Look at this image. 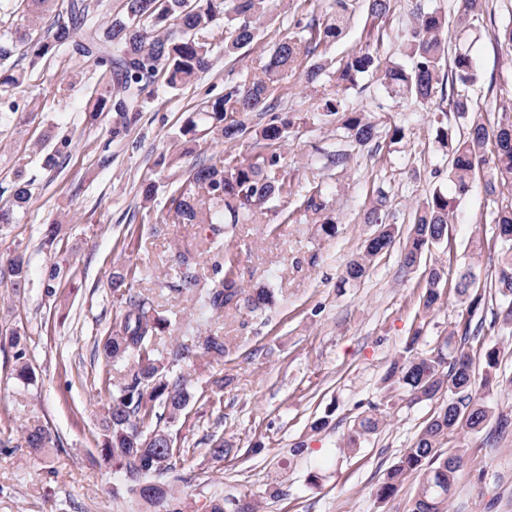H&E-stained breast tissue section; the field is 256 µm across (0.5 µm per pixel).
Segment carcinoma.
<instances>
[{"label": "carcinoma", "mask_w": 512, "mask_h": 512, "mask_svg": "<svg viewBox=\"0 0 512 512\" xmlns=\"http://www.w3.org/2000/svg\"><path fill=\"white\" fill-rule=\"evenodd\" d=\"M275 4L276 0H122L114 14L104 11V0H12L11 5L0 7V122L24 111L29 74L71 48L91 58L107 76L95 91L88 122L94 124L110 112V139H122L154 99L158 85L173 92L191 87L211 70L217 53L239 57L242 50L257 45L260 28ZM350 6L351 0H333V14L326 22L296 20L294 27L301 29V35H286L276 42L259 60V73L225 86L224 92L202 100L183 119L174 136L182 151L169 155L170 164L192 152V145L206 135L235 142L248 130V121L269 116L254 131L250 152L198 159L172 191L171 223L199 224L204 232L195 250L179 252L173 290L196 299L199 319L206 323L225 311L248 315L274 304L271 289L244 284L238 256L233 253H225L224 262L215 263L224 274L204 291L199 288L197 267L207 261L224 225L252 222L264 214L269 201L299 195L281 153L297 117L280 108L273 97L293 69L304 66L308 85L333 83L335 90L314 103L312 119L336 126L340 137L360 147L375 143L379 133L369 113L351 109L344 98L358 79H376L390 97L411 107L426 106L437 98L448 100L465 131L455 133L448 123L450 111L444 110L435 113L434 131L448 154V181L454 196L436 188L415 202L400 253L401 266L414 269L448 237L457 203L476 188L496 204L497 264L490 281L481 278V271L470 263L452 284L445 266L435 264L418 285L423 315L441 310L447 289L454 292L462 312L442 344L428 352L418 350L422 328H416L381 379L384 405L403 396L412 403H436L438 407L375 488L377 499L386 501L413 475L417 486L410 512H448L456 475L466 457L460 441L483 431L492 419L501 434L512 428V416L495 412L485 401L490 391L512 393V375L501 369L500 349L486 347L477 362L465 349L469 338L479 335L473 317L485 310L502 333L512 334V103L502 108L496 130L490 133L469 95L482 79L469 35L481 27L485 16L492 15L488 0H458L459 34L452 50L447 39L448 17L419 2L403 40L409 64L383 62L367 43L332 71L319 48L346 35ZM392 7L393 0H368V15L382 19ZM46 12L51 21L42 26L39 21ZM492 38L497 50L512 54V25L495 28ZM32 186L24 170L18 169L8 200L0 206V224L19 221L33 202ZM156 192L154 180H142L138 211L144 220L151 217ZM386 203L385 193L378 191L364 214V223L375 225L376 230L345 263L336 287L362 281L376 257L395 243L399 231L384 220ZM300 208L312 223L320 225L323 234H336L322 189L307 192ZM7 267L15 287H25L29 274L25 253L15 252ZM147 273L130 263L112 268L110 288L120 312L112 330L97 340L96 352L108 366L123 362L131 368L122 384L114 385L112 377H106L97 396L103 408L97 452L100 462L124 472L129 492L162 512H182L171 486L155 474L156 464L166 458L167 473L175 472L180 449L174 447L168 424L179 420L196 397L182 365L217 362L224 358L226 344L224 337L210 333L196 345L172 344L160 352L157 339L165 332L167 320L159 315L152 298L134 288ZM61 276L58 264L47 269L42 281L47 295L55 293ZM10 344L17 348L16 378L32 381L34 372L19 331L11 332ZM386 427L387 416L374 405L353 420L345 447L355 451ZM21 441L39 452L52 443V437L45 426L33 425L21 429Z\"/></svg>", "instance_id": "obj_1"}]
</instances>
